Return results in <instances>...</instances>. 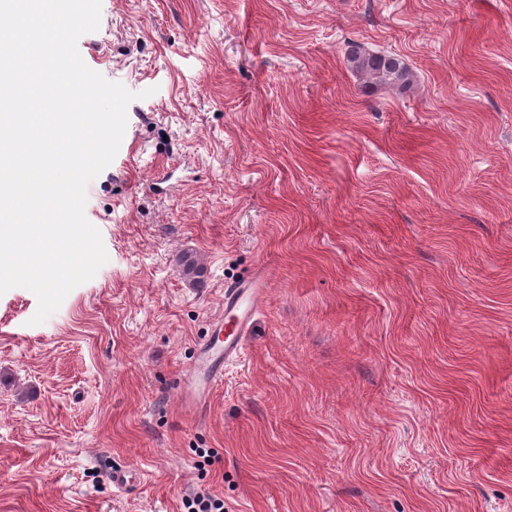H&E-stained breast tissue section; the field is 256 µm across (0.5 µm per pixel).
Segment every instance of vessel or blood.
<instances>
[{
  "mask_svg": "<svg viewBox=\"0 0 512 512\" xmlns=\"http://www.w3.org/2000/svg\"><path fill=\"white\" fill-rule=\"evenodd\" d=\"M263 294L264 284L258 275L245 284L225 289L224 315L213 321L208 339L198 350L194 364L196 383L186 387L185 398H198L203 391L212 390L222 381L225 363L238 357L244 349L250 323Z\"/></svg>",
  "mask_w": 512,
  "mask_h": 512,
  "instance_id": "vessel-or-blood-1",
  "label": "vessel or blood"
}]
</instances>
